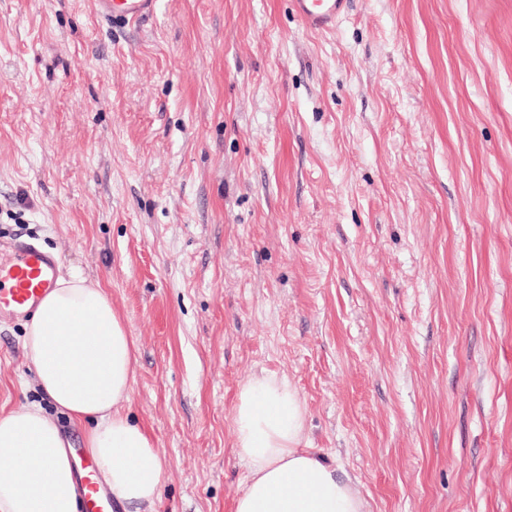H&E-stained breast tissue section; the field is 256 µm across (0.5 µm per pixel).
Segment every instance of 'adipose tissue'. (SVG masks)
Wrapping results in <instances>:
<instances>
[{
    "mask_svg": "<svg viewBox=\"0 0 512 512\" xmlns=\"http://www.w3.org/2000/svg\"><path fill=\"white\" fill-rule=\"evenodd\" d=\"M24 348L40 391L82 428L118 508L147 512L165 466L124 408L135 345L107 293L81 277L58 279L26 325ZM233 425L247 469L233 512H367L349 478L306 447V409L287 380L251 377ZM78 483L71 445L40 406L0 414V512H78Z\"/></svg>",
    "mask_w": 512,
    "mask_h": 512,
    "instance_id": "obj_1",
    "label": "adipose tissue"
}]
</instances>
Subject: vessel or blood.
Segmentation results:
<instances>
[{
  "label": "vessel or blood",
  "mask_w": 512,
  "mask_h": 512,
  "mask_svg": "<svg viewBox=\"0 0 512 512\" xmlns=\"http://www.w3.org/2000/svg\"><path fill=\"white\" fill-rule=\"evenodd\" d=\"M157 0H97L100 15L121 22H140L150 17ZM349 0H293L297 17L307 29L324 31L335 27L345 14ZM8 259L0 260V318L34 311L53 285L59 259L25 240H15ZM84 475L80 482L83 512H113L111 495L95 480L92 459L81 461Z\"/></svg>",
  "instance_id": "b4317fda"
}]
</instances>
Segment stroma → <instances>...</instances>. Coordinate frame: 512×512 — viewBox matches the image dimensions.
I'll return each instance as SVG.
<instances>
[{
	"label": "stroma",
	"instance_id": "1",
	"mask_svg": "<svg viewBox=\"0 0 512 512\" xmlns=\"http://www.w3.org/2000/svg\"><path fill=\"white\" fill-rule=\"evenodd\" d=\"M100 283L153 512H232L240 387L294 385L368 512H512V0H0V249ZM0 320V412L36 403ZM157 0H97L98 13L121 22L138 23L150 17ZM297 17L313 31L333 29L351 0H292Z\"/></svg>",
	"mask_w": 512,
	"mask_h": 512
}]
</instances>
